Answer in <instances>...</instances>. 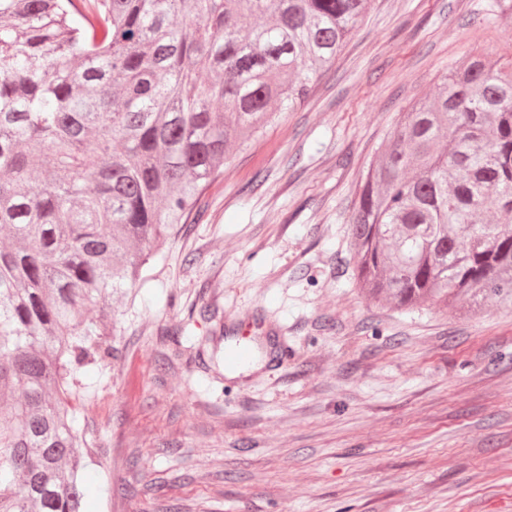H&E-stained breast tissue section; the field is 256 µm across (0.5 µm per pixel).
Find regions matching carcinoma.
<instances>
[{
  "label": "carcinoma",
  "mask_w": 512,
  "mask_h": 512,
  "mask_svg": "<svg viewBox=\"0 0 512 512\" xmlns=\"http://www.w3.org/2000/svg\"><path fill=\"white\" fill-rule=\"evenodd\" d=\"M370 0H0V512H81L78 372L224 161ZM364 298L512 312V59L402 113L349 221Z\"/></svg>",
  "instance_id": "1"
}]
</instances>
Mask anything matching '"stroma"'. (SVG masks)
<instances>
[{
	"label": "stroma",
	"mask_w": 512,
	"mask_h": 512,
	"mask_svg": "<svg viewBox=\"0 0 512 512\" xmlns=\"http://www.w3.org/2000/svg\"><path fill=\"white\" fill-rule=\"evenodd\" d=\"M480 52L512 0H371L309 98L235 151L70 400L85 512H512V313L369 304L349 218L401 112ZM258 314L224 369L217 320ZM250 336H242L238 342L230 347L224 354V365L228 369H239L250 357Z\"/></svg>",
	"instance_id": "1"
}]
</instances>
